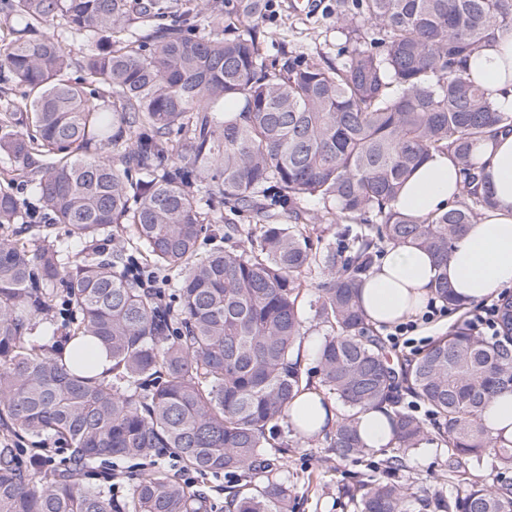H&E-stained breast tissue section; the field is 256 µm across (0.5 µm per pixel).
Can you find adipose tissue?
I'll return each instance as SVG.
<instances>
[{"mask_svg":"<svg viewBox=\"0 0 512 512\" xmlns=\"http://www.w3.org/2000/svg\"><path fill=\"white\" fill-rule=\"evenodd\" d=\"M487 94L501 109L512 111V32L487 43L467 61ZM480 178L495 206L469 226L448 261V281L463 304L483 301L512 287V132L498 131L478 147ZM461 176L451 157L431 154L405 183L394 209L425 216L447 209L459 192ZM439 273L436 260L412 245L389 248L366 276L359 301L376 325L405 321L424 309ZM303 433L314 435L338 419L332 406L314 389L302 392L290 407Z\"/></svg>","mask_w":512,"mask_h":512,"instance_id":"ef3b65f1","label":"adipose tissue"}]
</instances>
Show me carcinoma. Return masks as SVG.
<instances>
[{"mask_svg":"<svg viewBox=\"0 0 512 512\" xmlns=\"http://www.w3.org/2000/svg\"><path fill=\"white\" fill-rule=\"evenodd\" d=\"M193 2L211 32L173 20L144 37L127 0H12L24 27L0 64L31 99L22 129L15 113L0 112V154L10 160L0 174L29 179L65 237L0 235V430L16 443L0 447V512H213L188 471L259 479L248 493L226 487L225 512H288V484L270 473L293 447L276 440L289 406L310 387L299 295L314 265L323 279L313 318L327 330L320 382L341 408L324 443L339 459L367 455L356 416L378 407L395 433L388 470L430 438L451 448L455 493L414 496L370 476L344 487L357 512H512V446L482 423L487 402L512 393V296H501L496 335L460 322L401 360L399 373L358 303L386 242L433 254V293L458 306L452 248L495 206L478 190L473 146L512 130V112L464 63L512 31V0H341L336 24L362 23L363 42L336 65L291 54L279 66L253 26L224 37V23L259 0ZM58 17L76 35L103 39L75 63L54 39L28 38ZM75 65L93 88L66 77ZM435 152L457 162L459 196L426 217L393 210ZM302 199L321 210H302ZM241 212L258 226L236 223ZM20 219L19 200L1 189L0 229ZM343 219L361 225L350 254L311 252L317 225ZM121 224L134 227L142 251L119 241L66 259L72 241L114 240ZM151 272L176 274L171 292L144 287ZM59 313L68 343L49 348L32 331ZM98 348L112 358L106 377L92 374ZM405 393L434 416L433 431L402 409ZM49 436L71 449L67 464L48 467L40 448L21 462L17 444ZM160 452L180 468L136 475L121 505L90 482L112 479L95 470L99 460ZM488 453L491 484L469 469Z\"/></svg>","mask_w":512,"mask_h":512,"instance_id":"carcinoma-1","label":"carcinoma"}]
</instances>
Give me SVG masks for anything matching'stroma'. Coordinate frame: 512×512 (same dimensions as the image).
Returning <instances> with one entry per match:
<instances>
[{"label":"stroma","instance_id":"35a3bbf8","mask_svg":"<svg viewBox=\"0 0 512 512\" xmlns=\"http://www.w3.org/2000/svg\"><path fill=\"white\" fill-rule=\"evenodd\" d=\"M340 0H314L309 10L300 12L293 0H278L275 17L259 15L255 21L258 36L271 58L280 53L296 52L323 56L329 60L342 58L347 47L344 35L336 27V10ZM321 276L312 273L305 279L299 302L306 319V342L313 347L302 361L305 372L317 371L316 347L323 342L324 329L315 325L310 304L315 298V286ZM387 449H373L357 462L337 460L322 439L292 448L277 464L276 477L287 480L291 490L288 512H353L342 485L351 476H391L392 480L408 485L415 495L424 490L448 493L449 486L435 483L448 460L444 444L429 442L409 454L405 468L388 472Z\"/></svg>","mask_w":512,"mask_h":512}]
</instances>
